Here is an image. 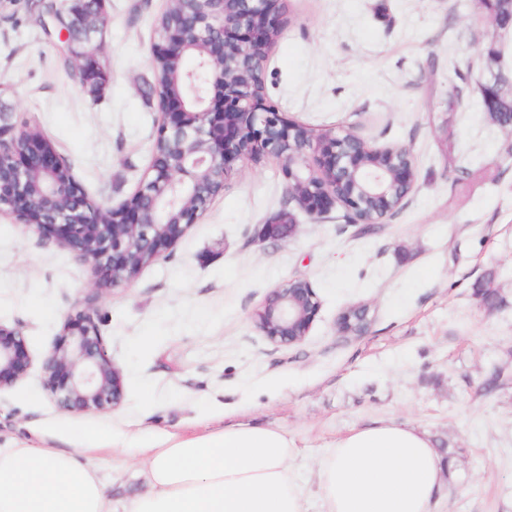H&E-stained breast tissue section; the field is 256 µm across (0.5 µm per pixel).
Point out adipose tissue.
<instances>
[{
    "label": "adipose tissue",
    "mask_w": 512,
    "mask_h": 512,
    "mask_svg": "<svg viewBox=\"0 0 512 512\" xmlns=\"http://www.w3.org/2000/svg\"><path fill=\"white\" fill-rule=\"evenodd\" d=\"M88 455L0 445V512H434L449 469L426 432L380 422L325 448L308 477L287 433L238 424L144 444L146 487L117 507Z\"/></svg>",
    "instance_id": "obj_1"
}]
</instances>
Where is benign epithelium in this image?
I'll use <instances>...</instances> for the list:
<instances>
[{
    "instance_id": "benign-epithelium-1",
    "label": "benign epithelium",
    "mask_w": 512,
    "mask_h": 512,
    "mask_svg": "<svg viewBox=\"0 0 512 512\" xmlns=\"http://www.w3.org/2000/svg\"><path fill=\"white\" fill-rule=\"evenodd\" d=\"M190 27L170 28L154 44L153 55L175 62V91L159 98L162 120L157 138L174 145L167 157L153 159L135 191L137 204L104 208L91 201L71 176L58 181L61 157L41 136L18 143L20 129L11 113H0V212L35 229L91 264L95 288L107 290L136 278L140 257L152 261L197 223L208 202L224 188L236 164L275 157L283 162L295 206L322 214L343 206L357 225L386 217L367 207V198L396 187L407 194L412 157L406 148L370 149L352 132L328 133L301 141V125L266 104L263 63L283 26V0H198ZM501 14L496 22L500 51L512 44V0H477ZM483 71L475 89L488 112H512V58ZM382 158L367 167V155ZM317 157L311 168L309 156ZM298 225L264 224V237L284 241ZM320 307L309 283L295 277L276 288L254 314L256 327L272 342L303 340ZM365 305L351 307L337 321L343 333H363L369 325ZM26 338L17 327L0 324V389L14 385L28 370ZM45 386L62 409L104 412L124 395L122 375L107 355L95 309L69 317L60 341L45 356Z\"/></svg>"
}]
</instances>
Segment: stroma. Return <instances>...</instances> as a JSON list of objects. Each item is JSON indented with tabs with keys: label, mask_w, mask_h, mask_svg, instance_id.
Instances as JSON below:
<instances>
[{
	"label": "stroma",
	"mask_w": 512,
	"mask_h": 512,
	"mask_svg": "<svg viewBox=\"0 0 512 512\" xmlns=\"http://www.w3.org/2000/svg\"><path fill=\"white\" fill-rule=\"evenodd\" d=\"M284 6L263 65L268 102L318 132L409 148L408 195L371 233L339 206L298 209L296 235L271 241L258 227L282 209V163L247 159L197 224L134 281L105 291L89 264L0 214V324L22 330L31 360L0 390V444L82 448L262 422L310 463L353 429L393 421L452 453L438 512H512V133L475 89L478 46L495 28L475 0ZM166 7L107 0V22L87 45L107 75L96 101L69 80L26 0L0 9V101L54 142L95 203L119 206L151 166L161 112L144 89ZM452 164L470 172L456 186ZM296 276L320 307L301 342L276 344L253 315ZM487 276L498 295L491 309L473 294ZM357 303L369 305L370 329L339 333L340 313ZM88 306L125 385L109 412L63 410L44 387L45 353ZM136 454L132 445L91 454L113 500L144 488Z\"/></svg>",
	"instance_id": "stroma-1"
}]
</instances>
